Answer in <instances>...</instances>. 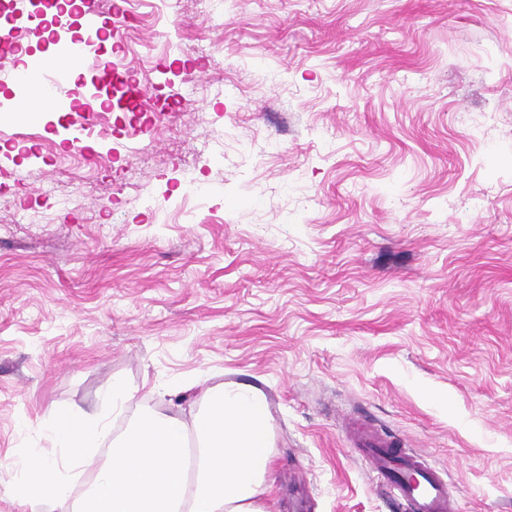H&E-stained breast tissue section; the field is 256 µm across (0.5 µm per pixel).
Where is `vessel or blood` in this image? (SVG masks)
I'll list each match as a JSON object with an SVG mask.
<instances>
[{
    "label": "vessel or blood",
    "instance_id": "vessel-or-blood-1",
    "mask_svg": "<svg viewBox=\"0 0 512 512\" xmlns=\"http://www.w3.org/2000/svg\"><path fill=\"white\" fill-rule=\"evenodd\" d=\"M62 9L83 19L90 38H108L115 30L116 10H99L96 0H65ZM88 47V40L63 42L51 75L42 76L33 83L19 72L15 80L17 84L27 86L30 94L45 100L50 109L62 112L75 111L79 102L99 97L106 86L114 87L117 102L122 106L140 97L137 84L124 78L111 61L98 63L96 79L72 78V64L87 55ZM62 83L70 86L69 94L64 98L56 95L57 87ZM345 434L354 447L362 450L370 472L387 492L395 512H458V502L449 496L448 483L441 472L426 459L406 452L396 435L356 419L346 424Z\"/></svg>",
    "mask_w": 512,
    "mask_h": 512
}]
</instances>
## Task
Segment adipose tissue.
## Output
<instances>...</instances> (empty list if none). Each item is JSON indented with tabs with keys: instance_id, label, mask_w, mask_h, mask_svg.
I'll list each match as a JSON object with an SVG mask.
<instances>
[{
	"instance_id": "obj_1",
	"label": "adipose tissue",
	"mask_w": 512,
	"mask_h": 512,
	"mask_svg": "<svg viewBox=\"0 0 512 512\" xmlns=\"http://www.w3.org/2000/svg\"><path fill=\"white\" fill-rule=\"evenodd\" d=\"M135 398L116 380L101 411L52 408L50 447L18 459L17 481L0 493L21 512H270L274 432L260 388L217 383L190 415L134 414ZM125 416L113 434L111 418Z\"/></svg>"
}]
</instances>
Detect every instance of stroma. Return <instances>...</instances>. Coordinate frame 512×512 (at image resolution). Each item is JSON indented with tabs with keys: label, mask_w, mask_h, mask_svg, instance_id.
<instances>
[{
	"label": "stroma",
	"mask_w": 512,
	"mask_h": 512,
	"mask_svg": "<svg viewBox=\"0 0 512 512\" xmlns=\"http://www.w3.org/2000/svg\"><path fill=\"white\" fill-rule=\"evenodd\" d=\"M132 8L140 107L0 122V487L51 407L224 381L266 394L275 512H393L352 417L512 512V0Z\"/></svg>",
	"instance_id": "stroma-1"
}]
</instances>
